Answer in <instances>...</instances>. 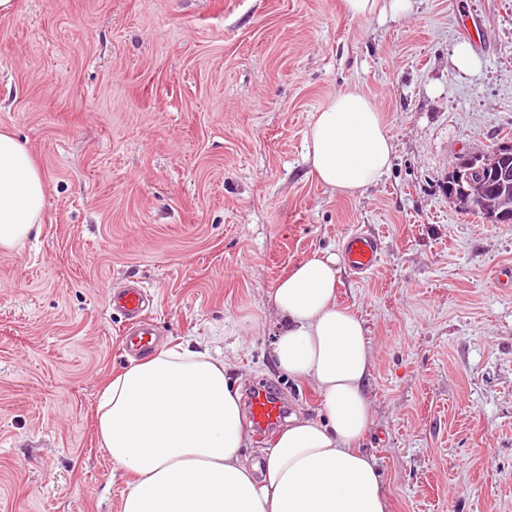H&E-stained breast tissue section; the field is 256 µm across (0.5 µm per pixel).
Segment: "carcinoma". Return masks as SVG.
Returning a JSON list of instances; mask_svg holds the SVG:
<instances>
[{
  "label": "carcinoma",
  "mask_w": 512,
  "mask_h": 512,
  "mask_svg": "<svg viewBox=\"0 0 512 512\" xmlns=\"http://www.w3.org/2000/svg\"><path fill=\"white\" fill-rule=\"evenodd\" d=\"M512 169V153L507 156L490 154L484 158L480 172L462 178L461 199L456 203L460 210L481 216L480 202L494 194L493 201L501 204L503 209H512V181L499 180L498 174Z\"/></svg>",
  "instance_id": "carcinoma-1"
}]
</instances>
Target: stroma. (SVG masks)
Returning a JSON list of instances; mask_svg holds the SVG:
<instances>
[{
  "label": "stroma",
  "mask_w": 512,
  "mask_h": 512,
  "mask_svg": "<svg viewBox=\"0 0 512 512\" xmlns=\"http://www.w3.org/2000/svg\"><path fill=\"white\" fill-rule=\"evenodd\" d=\"M476 22L477 69L452 62ZM356 87L393 139L354 196L305 159L313 115ZM46 185L38 233L0 250V512H122L100 447L102 389L132 359L108 305L132 280L161 346L220 345L239 389L291 413L318 394L278 371L269 296L293 264L382 238L338 300L373 359L364 442L391 512H512V224L442 190L463 153L512 136V0H412L352 19L341 0H16L0 17V131ZM346 265L355 275H365L380 261L382 241L378 235L357 229L343 241Z\"/></svg>",
  "instance_id": "obj_1"
}]
</instances>
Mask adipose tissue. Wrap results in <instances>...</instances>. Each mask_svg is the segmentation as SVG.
<instances>
[{
    "instance_id": "ef3b65f1",
    "label": "adipose tissue",
    "mask_w": 512,
    "mask_h": 512,
    "mask_svg": "<svg viewBox=\"0 0 512 512\" xmlns=\"http://www.w3.org/2000/svg\"><path fill=\"white\" fill-rule=\"evenodd\" d=\"M310 173L353 196L390 168L393 142L373 101L349 89L313 116ZM45 180L30 150L0 132V248L31 236ZM340 259L318 252L272 291L278 368L312 385L319 417H289L264 459L246 458L247 422L221 355L157 350L115 375L97 411L101 448L130 478L122 512H389L363 442L372 424V360L361 319L339 304Z\"/></svg>"
}]
</instances>
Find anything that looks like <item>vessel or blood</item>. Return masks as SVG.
I'll return each mask as SVG.
<instances>
[{"label":"vessel or blood","mask_w":512,"mask_h":512,"mask_svg":"<svg viewBox=\"0 0 512 512\" xmlns=\"http://www.w3.org/2000/svg\"><path fill=\"white\" fill-rule=\"evenodd\" d=\"M346 265L356 275L372 271L380 261L382 241L378 235L358 229L343 241ZM109 302L125 318L123 344L127 352L140 354L151 350L156 342L157 328L146 316L150 305L147 290L139 285L112 292ZM250 419L259 434L272 431L280 421L282 404L267 389H256L249 402Z\"/></svg>","instance_id":"1"}]
</instances>
